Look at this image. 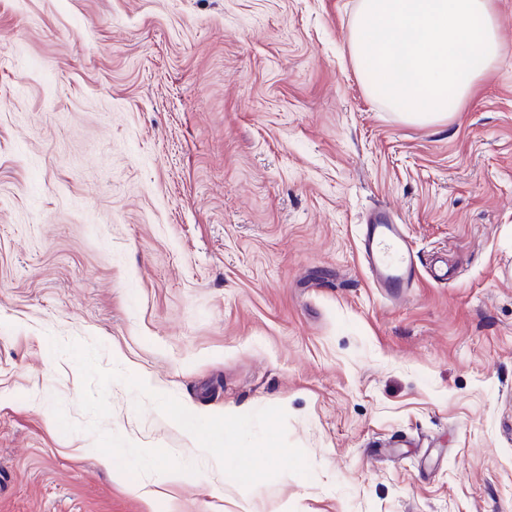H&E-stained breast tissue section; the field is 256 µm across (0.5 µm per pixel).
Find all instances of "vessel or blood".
I'll return each mask as SVG.
<instances>
[{
	"label": "vessel or blood",
	"instance_id": "b4317fda",
	"mask_svg": "<svg viewBox=\"0 0 512 512\" xmlns=\"http://www.w3.org/2000/svg\"><path fill=\"white\" fill-rule=\"evenodd\" d=\"M360 249L371 281L386 295L399 297L417 276L416 255L405 225L378 210L361 226Z\"/></svg>",
	"mask_w": 512,
	"mask_h": 512
}]
</instances>
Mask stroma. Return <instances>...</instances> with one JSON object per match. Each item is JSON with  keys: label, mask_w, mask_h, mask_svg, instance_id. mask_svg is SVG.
Listing matches in <instances>:
<instances>
[{"label": "stroma", "mask_w": 512, "mask_h": 512, "mask_svg": "<svg viewBox=\"0 0 512 512\" xmlns=\"http://www.w3.org/2000/svg\"><path fill=\"white\" fill-rule=\"evenodd\" d=\"M357 4L0 0V512H512V0L426 126L368 93ZM379 206L400 299L360 252ZM54 339L198 416L283 408L310 477L243 488L116 382L103 429L199 472L113 480ZM360 249L375 288L401 297L417 276L416 255L405 224L377 210L361 225Z\"/></svg>", "instance_id": "1"}]
</instances>
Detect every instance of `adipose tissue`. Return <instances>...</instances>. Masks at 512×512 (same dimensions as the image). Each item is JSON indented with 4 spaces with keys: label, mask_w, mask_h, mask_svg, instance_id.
<instances>
[{
    "label": "adipose tissue",
    "mask_w": 512,
    "mask_h": 512,
    "mask_svg": "<svg viewBox=\"0 0 512 512\" xmlns=\"http://www.w3.org/2000/svg\"><path fill=\"white\" fill-rule=\"evenodd\" d=\"M493 0H358L351 55L412 124L451 119L502 53Z\"/></svg>",
    "instance_id": "ef3b65f1"
}]
</instances>
